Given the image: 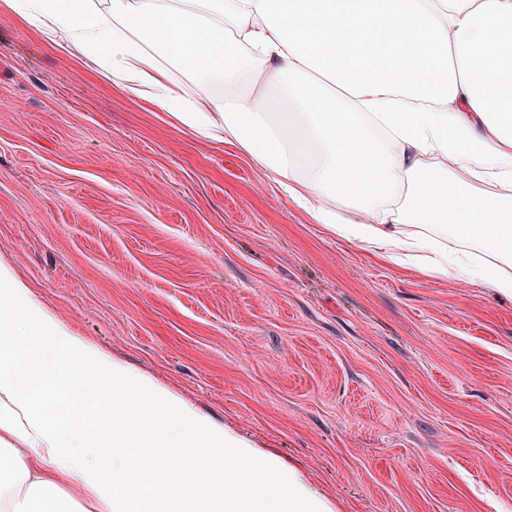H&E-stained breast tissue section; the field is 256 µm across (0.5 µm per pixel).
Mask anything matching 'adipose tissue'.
I'll list each match as a JSON object with an SVG mask.
<instances>
[{
	"label": "adipose tissue",
	"mask_w": 512,
	"mask_h": 512,
	"mask_svg": "<svg viewBox=\"0 0 512 512\" xmlns=\"http://www.w3.org/2000/svg\"><path fill=\"white\" fill-rule=\"evenodd\" d=\"M235 147L336 236L512 298V0H0ZM208 86L190 96L186 80ZM274 89L272 101L254 95ZM476 181L502 194L473 190ZM468 252L429 257L432 229ZM109 410L88 420L91 405ZM194 448L216 470L174 459ZM180 495L128 484L141 463ZM223 494H214L216 486ZM344 512L269 448L52 315L0 263V512Z\"/></svg>",
	"instance_id": "ef3b65f1"
}]
</instances>
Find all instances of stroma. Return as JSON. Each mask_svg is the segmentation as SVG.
Instances as JSON below:
<instances>
[{"instance_id": "obj_1", "label": "stroma", "mask_w": 512, "mask_h": 512, "mask_svg": "<svg viewBox=\"0 0 512 512\" xmlns=\"http://www.w3.org/2000/svg\"><path fill=\"white\" fill-rule=\"evenodd\" d=\"M0 263L345 512H512V300L386 264L0 9Z\"/></svg>"}]
</instances>
